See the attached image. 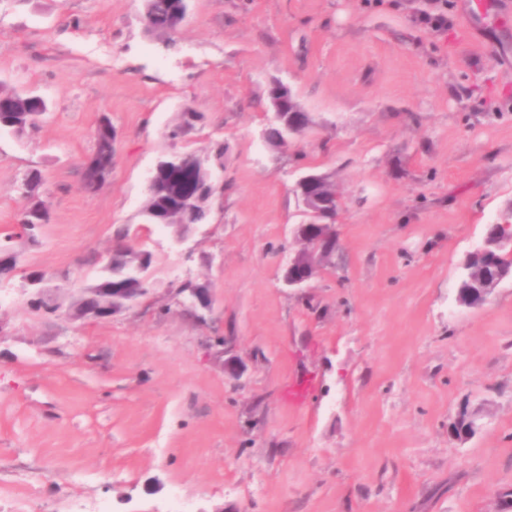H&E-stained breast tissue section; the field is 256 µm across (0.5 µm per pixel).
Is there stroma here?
<instances>
[{"label":"stroma","instance_id":"obj_1","mask_svg":"<svg viewBox=\"0 0 512 512\" xmlns=\"http://www.w3.org/2000/svg\"><path fill=\"white\" fill-rule=\"evenodd\" d=\"M475 2L191 0L162 37L143 0H0V87L49 103L0 134L17 257L0 284V512H512V278L479 306L457 293L486 226L512 221V0L484 17ZM441 11L447 27L421 23ZM275 80L311 120L283 148L261 138ZM188 110L202 121L170 138ZM104 115L114 163L90 193ZM218 143L208 218L176 243L141 217L146 176ZM34 169L50 222L33 243L18 231ZM304 172L343 209L298 292L282 275ZM127 244L152 255L146 296L53 311Z\"/></svg>","mask_w":512,"mask_h":512}]
</instances>
